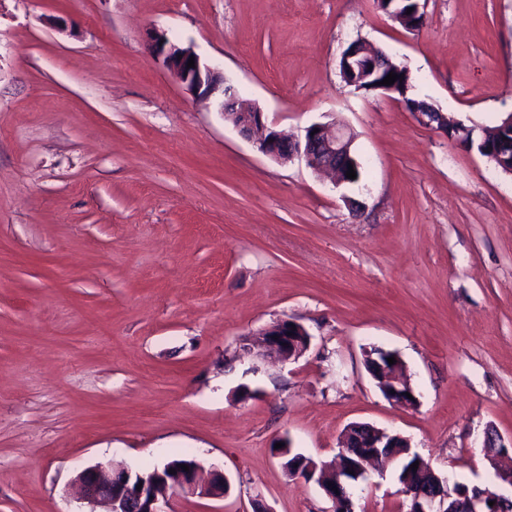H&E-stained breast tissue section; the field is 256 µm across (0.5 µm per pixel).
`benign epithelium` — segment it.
I'll list each match as a JSON object with an SVG mask.
<instances>
[{
  "instance_id": "obj_1",
  "label": "benign epithelium",
  "mask_w": 512,
  "mask_h": 512,
  "mask_svg": "<svg viewBox=\"0 0 512 512\" xmlns=\"http://www.w3.org/2000/svg\"><path fill=\"white\" fill-rule=\"evenodd\" d=\"M403 4L412 9L413 22L406 29L415 31L425 23L420 0H388V5ZM149 47L154 56L170 71L186 89L201 97H210L218 91L223 98L218 106L224 116L233 121L239 133L253 143L263 155L280 161H290L295 157L305 160L312 170L331 175L336 184L349 183L343 176V166L337 160L351 164L356 161L353 151L354 135L333 123H314L305 129L302 136H291L268 122L264 113L252 101L244 99L229 85L224 73L204 64L189 47L172 43L167 35L155 30L149 38ZM194 66L187 67L189 59ZM339 68L342 77L352 86L365 81H376V89L388 93L396 92V85L380 84L389 73L404 74L406 82L410 71L395 64L380 48L360 39L353 41L342 53ZM406 107L416 114L422 124L435 128L465 146L471 145L466 139L469 129L460 121L426 105L420 109L407 101V94L399 95ZM263 352L276 356L283 362L295 360L309 344V334L300 324L290 320H280L262 332ZM396 363L389 364L373 354H368L366 367L376 380L385 397L401 406H412L416 399L408 398L413 393L410 385L400 377L402 362L397 353H392ZM355 437L357 447L364 449L365 461L378 468H387L398 459L396 455L385 456L381 449L391 448L402 439L398 434H390L374 425H368V434L360 437L347 429L340 441V454L335 458V478L323 481L321 488L334 503V512H353V504L347 491V475H358L360 469L349 461L351 455L345 452L350 437ZM188 466L189 470L182 469ZM176 473L171 474L169 470ZM431 485L425 487L407 478L403 483V494L410 502L408 512H458L459 502L466 504L465 512H512V498L472 485L465 493L457 491V482L444 475L431 472ZM80 487L81 500L87 503L89 512H165L162 505L168 503V496L187 493L201 497L224 498V473L211 470L202 476V467L192 460H182L180 465L168 462L161 467L144 471H133L125 466L112 464L95 465L82 469L76 475Z\"/></svg>"
}]
</instances>
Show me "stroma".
<instances>
[{
	"mask_svg": "<svg viewBox=\"0 0 512 512\" xmlns=\"http://www.w3.org/2000/svg\"><path fill=\"white\" fill-rule=\"evenodd\" d=\"M421 5L411 32L373 0H0V512H79L80 469L180 458L231 488L169 512H332L276 445L329 462L353 422L512 495L477 443L512 437V174L339 74L363 39L411 98L497 125L512 0ZM154 28L278 129L350 130L360 180L259 153L155 59ZM284 319L310 335L297 360L246 352ZM375 347L415 405L379 390ZM351 492L409 509L394 464ZM384 354L390 353L395 358L396 363L389 365L388 358L386 361H382L376 356L378 350L373 349L371 353L367 355L369 363L366 367L371 376L376 380L378 387L383 391L385 397L401 406H413L416 402L413 390L410 385L400 377L402 370V362L398 354L394 351H388L379 349ZM374 354V355H373ZM391 390L395 391V394H391ZM406 393L412 395V399L406 396Z\"/></svg>",
	"mask_w": 512,
	"mask_h": 512,
	"instance_id": "35a3bbf8",
	"label": "stroma"
}]
</instances>
